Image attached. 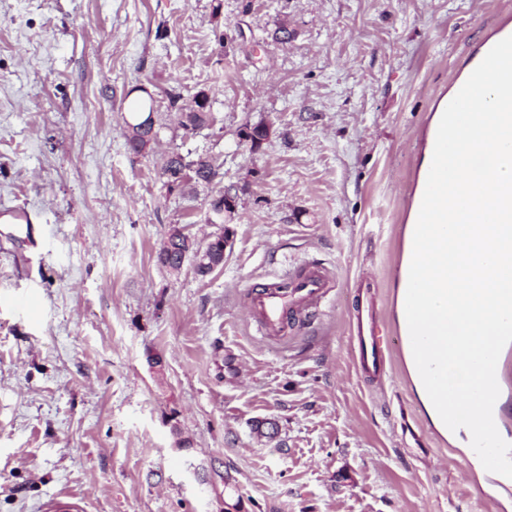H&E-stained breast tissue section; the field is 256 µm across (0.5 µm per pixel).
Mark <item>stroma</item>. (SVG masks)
<instances>
[{
	"instance_id": "obj_1",
	"label": "stroma",
	"mask_w": 512,
	"mask_h": 512,
	"mask_svg": "<svg viewBox=\"0 0 512 512\" xmlns=\"http://www.w3.org/2000/svg\"><path fill=\"white\" fill-rule=\"evenodd\" d=\"M510 25L512 0H0V512L58 493L85 512H506L400 348L361 373L353 322L367 280L400 335L415 157L475 43ZM137 86L161 107L141 155ZM203 88L211 123L184 133L167 96ZM175 147L219 177L167 191ZM175 226L228 230L223 264L163 266ZM311 262L323 305L261 335L251 285ZM137 90L144 93L146 96H140L133 99L129 106L127 112H129L130 121H126L127 128L131 124L134 126L133 132H129L127 136V147L128 150L135 154H140L143 148L147 144H153L158 137V131L153 129L152 127L144 130L141 133L135 131V127L138 126L140 119L143 116H148L155 111V99L151 93H148L146 90L142 88H136ZM132 90V91H133Z\"/></svg>"
}]
</instances>
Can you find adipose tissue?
Returning a JSON list of instances; mask_svg holds the SVG:
<instances>
[{
    "instance_id": "adipose-tissue-1",
    "label": "adipose tissue",
    "mask_w": 512,
    "mask_h": 512,
    "mask_svg": "<svg viewBox=\"0 0 512 512\" xmlns=\"http://www.w3.org/2000/svg\"><path fill=\"white\" fill-rule=\"evenodd\" d=\"M490 42L463 67L478 103L468 127L448 128V101L431 116L416 159L417 184L404 230L397 277V320L416 337L404 351L416 395L435 430L458 447L484 488L512 512V439L499 430L501 347L512 341V91L474 82ZM455 171L447 187L432 179L441 164ZM484 368L472 366L475 357ZM499 446L491 467L478 436Z\"/></svg>"
}]
</instances>
